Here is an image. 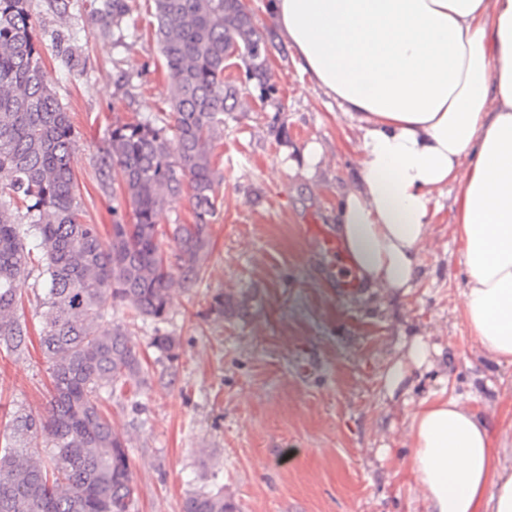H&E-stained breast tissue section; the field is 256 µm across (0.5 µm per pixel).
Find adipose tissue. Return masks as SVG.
Segmentation results:
<instances>
[{
	"label": "adipose tissue",
	"instance_id": "ef3b65f1",
	"mask_svg": "<svg viewBox=\"0 0 512 512\" xmlns=\"http://www.w3.org/2000/svg\"><path fill=\"white\" fill-rule=\"evenodd\" d=\"M296 65L353 122L362 160L336 232L363 287L413 288L453 183L465 320L512 364V0H268ZM427 512H512V466L459 398L406 415Z\"/></svg>",
	"mask_w": 512,
	"mask_h": 512
}]
</instances>
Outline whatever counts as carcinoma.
<instances>
[{"mask_svg":"<svg viewBox=\"0 0 512 512\" xmlns=\"http://www.w3.org/2000/svg\"><path fill=\"white\" fill-rule=\"evenodd\" d=\"M153 2L169 110L112 123L101 183L118 184L112 198L131 222L113 224L105 239L76 194L80 136L45 70L31 0H0V349L18 353L27 343L18 311L36 270L39 343L53 383L48 414L15 412L0 444V512H136L129 451L102 403L141 383L143 362L112 310L163 320L174 279L186 289L202 279L223 180L214 142L238 102L224 81L228 59H240L248 78L269 80L248 0ZM128 11V0H99L93 14L105 32ZM182 197L192 222L161 229L166 207ZM150 346L175 356L171 336ZM183 512H224L222 490L190 492Z\"/></svg>","mask_w":512,"mask_h":512,"instance_id":"carcinoma-1","label":"carcinoma"}]
</instances>
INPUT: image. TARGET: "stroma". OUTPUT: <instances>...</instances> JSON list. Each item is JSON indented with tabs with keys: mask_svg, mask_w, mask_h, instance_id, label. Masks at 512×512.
Listing matches in <instances>:
<instances>
[{
	"mask_svg": "<svg viewBox=\"0 0 512 512\" xmlns=\"http://www.w3.org/2000/svg\"><path fill=\"white\" fill-rule=\"evenodd\" d=\"M128 2L118 44L93 19L97 0L64 9L32 0L45 68L80 133L72 168L87 220L104 235L126 218L100 181L107 129L168 109L153 0ZM265 3L251 7L273 43L267 87L239 61L224 73L238 105L214 143L224 180L203 277L191 290L173 288L165 321L132 326L145 381L106 404L127 441L137 509L182 512L186 491L205 484L222 489L226 512H425L407 464L408 400L441 390L461 397L501 460L512 461V364L487 355L463 315L467 271L453 209L461 186L439 198L415 288L337 298L304 230L314 220L333 226L360 160L359 134L299 75ZM71 33L81 72L67 78L57 45ZM311 144L321 150L312 174L302 159ZM158 333L175 338V359L150 348ZM415 336L436 348L432 364L409 369L388 394L386 375ZM51 388L38 345L0 350V431L16 408L41 415Z\"/></svg>",
	"mask_w": 512,
	"mask_h": 512,
	"instance_id": "stroma-1",
	"label": "stroma"
}]
</instances>
